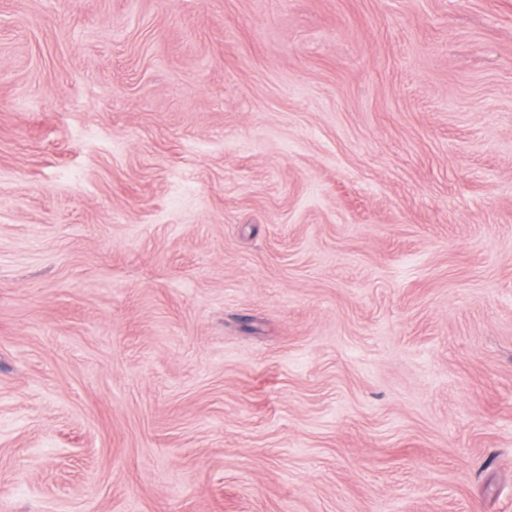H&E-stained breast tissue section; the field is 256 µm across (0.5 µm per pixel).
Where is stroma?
<instances>
[{
    "mask_svg": "<svg viewBox=\"0 0 512 512\" xmlns=\"http://www.w3.org/2000/svg\"><path fill=\"white\" fill-rule=\"evenodd\" d=\"M0 512H512V0H0Z\"/></svg>",
    "mask_w": 512,
    "mask_h": 512,
    "instance_id": "obj_1",
    "label": "stroma"
}]
</instances>
